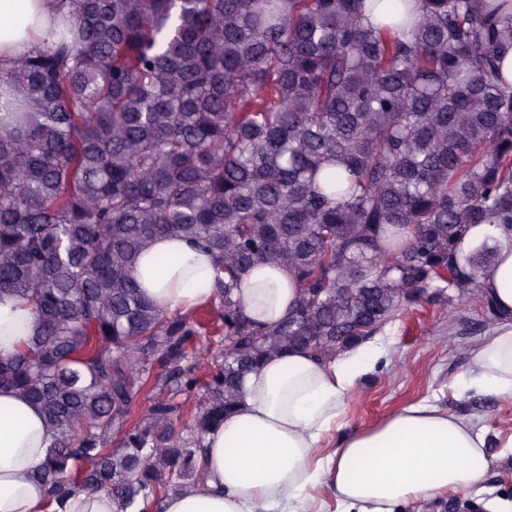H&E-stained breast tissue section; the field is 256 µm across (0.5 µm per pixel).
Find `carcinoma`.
Listing matches in <instances>:
<instances>
[{
	"label": "carcinoma",
	"mask_w": 512,
	"mask_h": 512,
	"mask_svg": "<svg viewBox=\"0 0 512 512\" xmlns=\"http://www.w3.org/2000/svg\"><path fill=\"white\" fill-rule=\"evenodd\" d=\"M415 2L62 0L54 46L0 69V293L40 323L0 387L56 435L47 508L154 512L266 357L326 359L479 287L495 243L463 253L469 227L512 232V12ZM161 234L216 258L205 343L140 290ZM261 262L298 288L269 328L235 295ZM64 512H116V506L110 493L79 491L67 500Z\"/></svg>",
	"instance_id": "1"
}]
</instances>
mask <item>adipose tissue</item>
<instances>
[{
  "mask_svg": "<svg viewBox=\"0 0 512 512\" xmlns=\"http://www.w3.org/2000/svg\"><path fill=\"white\" fill-rule=\"evenodd\" d=\"M61 18L58 0H0V67L49 44ZM490 237L497 252L480 283L498 322L473 355L468 386L512 398V236L478 224L462 248ZM163 255L173 263L159 265ZM135 275L142 293L170 313L204 305L214 293L213 256L176 236L155 238ZM296 296L287 270L271 263L241 281L246 314L265 326L281 321ZM38 328L21 298L0 294V358L17 354ZM379 357L363 342L330 359L291 350L264 362L207 435L203 481L164 498L160 512H326L332 501L346 512H396L413 500L470 493L491 465L484 437L471 417L433 404L404 406L328 447L343 406ZM52 439L39 406L0 390V512H43L45 489L32 474Z\"/></svg>",
  "mask_w": 512,
  "mask_h": 512,
  "instance_id": "ef3b65f1",
  "label": "adipose tissue"
}]
</instances>
